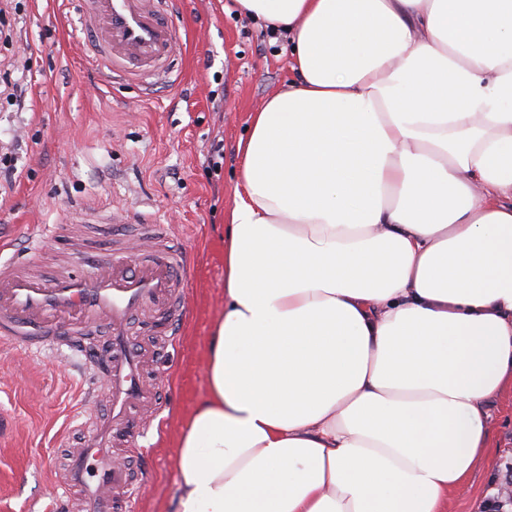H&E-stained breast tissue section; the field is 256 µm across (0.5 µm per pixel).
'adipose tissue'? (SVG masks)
<instances>
[{
	"label": "adipose tissue",
	"instance_id": "adipose-tissue-1",
	"mask_svg": "<svg viewBox=\"0 0 512 512\" xmlns=\"http://www.w3.org/2000/svg\"><path fill=\"white\" fill-rule=\"evenodd\" d=\"M252 112L175 512H445L512 388V0H236Z\"/></svg>",
	"mask_w": 512,
	"mask_h": 512
}]
</instances>
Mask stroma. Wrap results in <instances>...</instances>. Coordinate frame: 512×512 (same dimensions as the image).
<instances>
[{"label": "stroma", "instance_id": "35a3bbf8", "mask_svg": "<svg viewBox=\"0 0 512 512\" xmlns=\"http://www.w3.org/2000/svg\"><path fill=\"white\" fill-rule=\"evenodd\" d=\"M75 0H26L16 21L17 49L0 68L26 86L22 107L0 105V142L12 145L21 173L0 193V260L54 273L80 271L117 244L136 242L137 225L106 223L129 208L172 227L189 255L184 308L157 310L134 324L150 345L160 406L151 436L118 458L145 472L129 512H174L177 439L207 392L204 361L224 311V212L233 200L237 142L248 116L292 80L285 39L239 15L235 0H158L167 23L187 42L171 82L145 91L135 81L103 80L85 60L83 37L70 32ZM224 147L214 158V144ZM47 234L31 246L33 226ZM179 333L164 344L167 326ZM82 357L69 364L0 342V512L41 507L68 449L83 438L71 418L84 388ZM493 453L448 499L447 512H487L512 484V390L489 405Z\"/></svg>", "mask_w": 512, "mask_h": 512}]
</instances>
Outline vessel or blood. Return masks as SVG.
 I'll return each mask as SVG.
<instances>
[{
  "mask_svg": "<svg viewBox=\"0 0 512 512\" xmlns=\"http://www.w3.org/2000/svg\"><path fill=\"white\" fill-rule=\"evenodd\" d=\"M78 28L94 34L89 61L111 80H145L165 75L166 62L183 39L175 26L161 23L153 0H78ZM169 227L154 234L161 247L110 256L100 265L46 277L21 270L12 260L0 262V339L23 340L28 351L86 349L89 332L104 326L106 354L89 361V400H105L106 416L86 428L80 448L72 451L58 486L63 494L79 492L81 512H122L135 492L126 470L112 453L118 432H132L138 413L156 408L159 395L143 379L144 353L130 338L134 316L171 307L181 297L177 280L188 256L169 242ZM97 462V479L86 476L88 459Z\"/></svg>",
  "mask_w": 512,
  "mask_h": 512,
  "instance_id": "vessel-or-blood-1",
  "label": "vessel or blood"
}]
</instances>
